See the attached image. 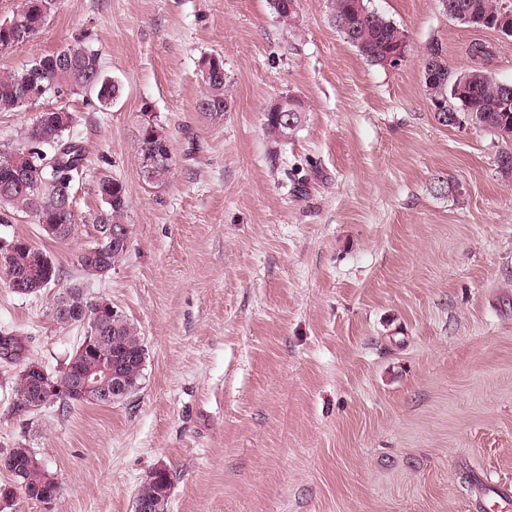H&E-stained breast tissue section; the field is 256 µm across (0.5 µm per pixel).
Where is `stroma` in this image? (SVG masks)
<instances>
[{"label":"stroma","instance_id":"1","mask_svg":"<svg viewBox=\"0 0 512 512\" xmlns=\"http://www.w3.org/2000/svg\"><path fill=\"white\" fill-rule=\"evenodd\" d=\"M325 2L299 0L288 26L267 0H59L0 54L11 71L84 35L124 88L108 108L68 100L86 150L75 236L0 219V239L61 270L27 297L0 277V334L62 368L84 331L50 309L79 284L146 349L139 389L109 406L22 413L0 372V453L36 454L60 486L51 512H134L160 467L169 512H477L484 477L512 486V175L493 135L434 120L423 77L431 45L463 70L481 41L512 83V38L459 26L441 0H367L408 41L376 65ZM206 55L232 94L218 123L196 109ZM285 94L305 118L275 146L263 113ZM148 116L175 160L159 185L140 173ZM106 177L126 186L133 236L88 277L77 257Z\"/></svg>","mask_w":512,"mask_h":512}]
</instances>
